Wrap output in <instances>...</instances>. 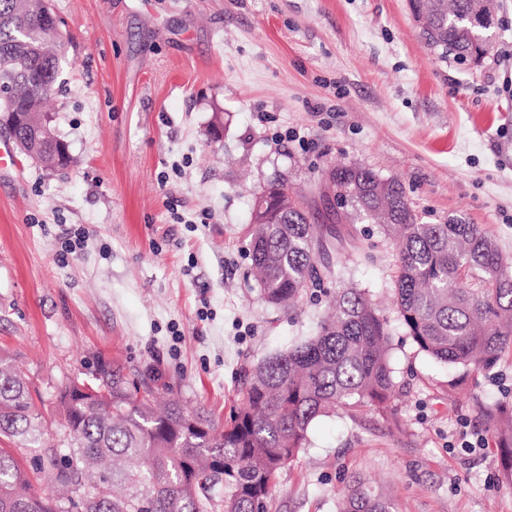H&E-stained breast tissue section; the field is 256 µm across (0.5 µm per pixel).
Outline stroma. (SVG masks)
Instances as JSON below:
<instances>
[{
  "label": "stroma",
  "mask_w": 512,
  "mask_h": 512,
  "mask_svg": "<svg viewBox=\"0 0 512 512\" xmlns=\"http://www.w3.org/2000/svg\"><path fill=\"white\" fill-rule=\"evenodd\" d=\"M49 3L60 70L44 110L75 162L50 172L20 153L0 172V355L47 420L60 384L101 361L221 420L242 365L311 336L336 289H364L393 319L395 250L374 224L340 225L324 293L293 312L266 302L248 234L273 175L317 209L328 168H370L426 221L484 225L512 260V0L478 66L440 61L408 0ZM391 333L394 421L320 418L267 512H337L355 477L397 512H512L498 436L470 399L512 405V354L467 376L394 319Z\"/></svg>",
  "instance_id": "1"
}]
</instances>
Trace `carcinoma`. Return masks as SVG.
Here are the masks:
<instances>
[{
    "label": "carcinoma",
    "mask_w": 512,
    "mask_h": 512,
    "mask_svg": "<svg viewBox=\"0 0 512 512\" xmlns=\"http://www.w3.org/2000/svg\"><path fill=\"white\" fill-rule=\"evenodd\" d=\"M477 2L424 0L422 34L438 59L467 61L492 45L494 24L472 22ZM52 15L45 0H0V121L15 137L41 124L35 112L59 76ZM20 112L28 124L10 126ZM325 185L341 205L319 216L288 196L280 174L254 192L253 210L268 222L252 225L249 257L268 303L290 308L306 289L322 287L339 263L337 225L369 217L394 242L395 311L419 351L473 373L512 354V264L481 225L424 221L398 181L366 167H333ZM389 336L388 319L365 290L339 289L314 336L245 371L242 398L221 425L103 365L93 380L58 389L68 431L58 448L42 447L46 421L19 366L1 356L0 438L15 447L0 448V512H66L72 492L83 512H265L279 472L304 448L316 419L392 411ZM481 407L505 444L512 480V410ZM29 448L42 449L37 474L48 495L31 492L21 462ZM340 512L395 510L355 479Z\"/></svg>",
    "instance_id": "obj_1"
}]
</instances>
